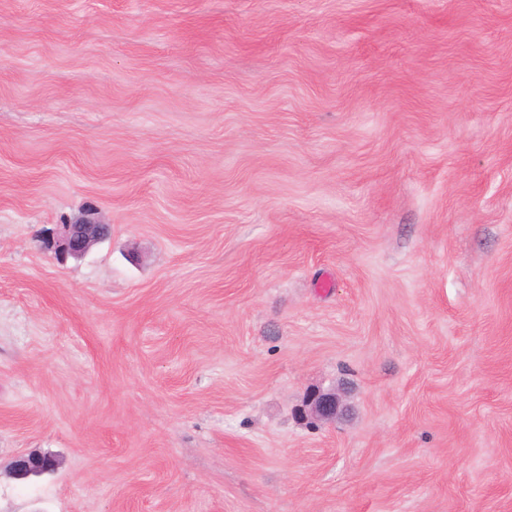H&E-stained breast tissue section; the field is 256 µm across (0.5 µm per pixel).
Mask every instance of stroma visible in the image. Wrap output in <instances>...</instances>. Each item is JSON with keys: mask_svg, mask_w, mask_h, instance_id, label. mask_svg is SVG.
<instances>
[{"mask_svg": "<svg viewBox=\"0 0 512 512\" xmlns=\"http://www.w3.org/2000/svg\"><path fill=\"white\" fill-rule=\"evenodd\" d=\"M0 512H512V0H0ZM51 235L42 243V249L60 261L68 257L83 258L91 248L106 240L110 232L108 224L92 220H81L72 224H58ZM346 410L342 393L334 388L311 393L300 410V415L302 418L317 421H333ZM59 465L55 456L48 453H32L15 460L13 474L17 480L41 476L53 472Z\"/></svg>", "mask_w": 512, "mask_h": 512, "instance_id": "35a3bbf8", "label": "stroma"}]
</instances>
